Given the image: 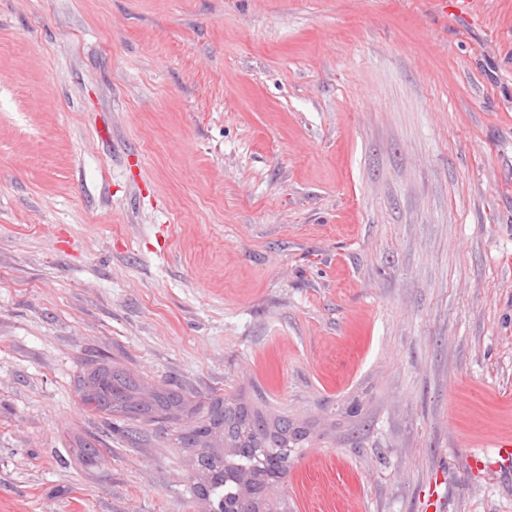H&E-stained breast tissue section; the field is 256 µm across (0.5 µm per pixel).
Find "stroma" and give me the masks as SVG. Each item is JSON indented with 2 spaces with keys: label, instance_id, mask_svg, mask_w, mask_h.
I'll use <instances>...</instances> for the list:
<instances>
[{
  "label": "stroma",
  "instance_id": "stroma-1",
  "mask_svg": "<svg viewBox=\"0 0 512 512\" xmlns=\"http://www.w3.org/2000/svg\"><path fill=\"white\" fill-rule=\"evenodd\" d=\"M102 360L287 410L288 512H512V0H0V512H203Z\"/></svg>",
  "mask_w": 512,
  "mask_h": 512
}]
</instances>
